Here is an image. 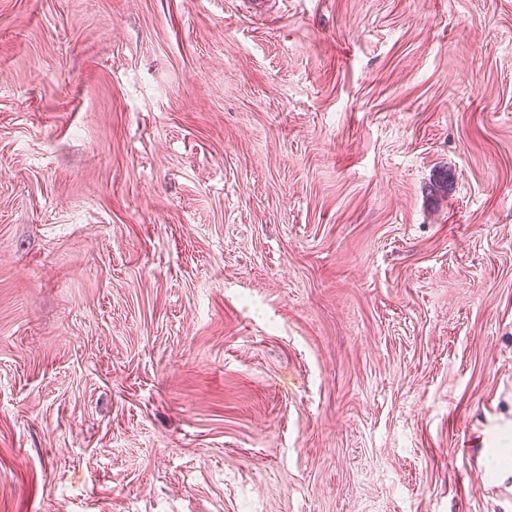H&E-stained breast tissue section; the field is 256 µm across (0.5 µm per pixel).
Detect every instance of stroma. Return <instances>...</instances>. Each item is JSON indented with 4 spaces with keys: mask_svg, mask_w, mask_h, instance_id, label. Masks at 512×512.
I'll return each instance as SVG.
<instances>
[{
    "mask_svg": "<svg viewBox=\"0 0 512 512\" xmlns=\"http://www.w3.org/2000/svg\"><path fill=\"white\" fill-rule=\"evenodd\" d=\"M0 512H512V0H0Z\"/></svg>",
    "mask_w": 512,
    "mask_h": 512,
    "instance_id": "obj_1",
    "label": "stroma"
}]
</instances>
